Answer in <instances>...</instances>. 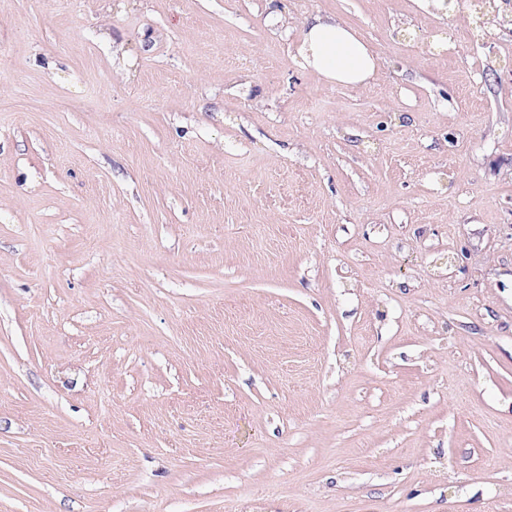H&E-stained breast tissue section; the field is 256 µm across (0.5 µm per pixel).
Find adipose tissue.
Returning <instances> with one entry per match:
<instances>
[{
	"label": "adipose tissue",
	"mask_w": 512,
	"mask_h": 512,
	"mask_svg": "<svg viewBox=\"0 0 512 512\" xmlns=\"http://www.w3.org/2000/svg\"><path fill=\"white\" fill-rule=\"evenodd\" d=\"M297 55L320 78L330 83L363 89L377 74L369 47L335 19L313 14L300 23Z\"/></svg>",
	"instance_id": "adipose-tissue-1"
}]
</instances>
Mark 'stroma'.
I'll use <instances>...</instances> for the list:
<instances>
[{"instance_id": "1", "label": "stroma", "mask_w": 512, "mask_h": 512, "mask_svg": "<svg viewBox=\"0 0 512 512\" xmlns=\"http://www.w3.org/2000/svg\"><path fill=\"white\" fill-rule=\"evenodd\" d=\"M473 4L0 0V512H512ZM317 12L370 86L299 65Z\"/></svg>"}]
</instances>
